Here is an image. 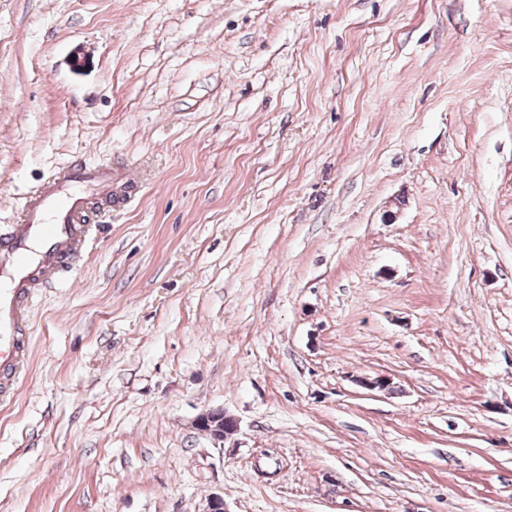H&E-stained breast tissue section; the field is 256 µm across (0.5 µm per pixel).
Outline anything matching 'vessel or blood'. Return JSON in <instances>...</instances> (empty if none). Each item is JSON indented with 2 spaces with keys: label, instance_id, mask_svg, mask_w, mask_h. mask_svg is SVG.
Instances as JSON below:
<instances>
[{
  "label": "vessel or blood",
  "instance_id": "vessel-or-blood-1",
  "mask_svg": "<svg viewBox=\"0 0 512 512\" xmlns=\"http://www.w3.org/2000/svg\"><path fill=\"white\" fill-rule=\"evenodd\" d=\"M134 180L111 166L69 162L44 182L20 223L0 232V398H13L30 331L26 311L34 288L56 282L84 258L93 227L86 219L87 190L110 206L126 203Z\"/></svg>",
  "mask_w": 512,
  "mask_h": 512
}]
</instances>
